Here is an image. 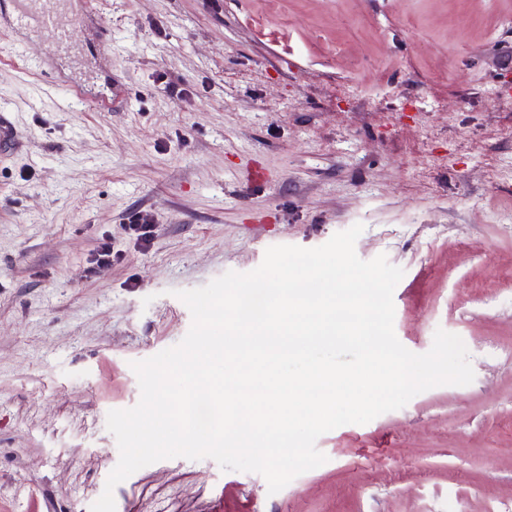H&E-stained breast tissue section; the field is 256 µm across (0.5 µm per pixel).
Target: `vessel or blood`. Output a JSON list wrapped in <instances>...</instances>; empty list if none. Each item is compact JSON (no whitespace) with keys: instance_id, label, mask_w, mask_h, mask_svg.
<instances>
[{"instance_id":"vessel-or-blood-1","label":"vessel or blood","mask_w":512,"mask_h":512,"mask_svg":"<svg viewBox=\"0 0 512 512\" xmlns=\"http://www.w3.org/2000/svg\"><path fill=\"white\" fill-rule=\"evenodd\" d=\"M15 10L8 20L13 31L26 32L29 40L47 42L55 53H69L73 50V41L65 16L69 0H14ZM11 58L20 60L24 67L37 73L45 84L53 79L47 72L44 62L30 58L26 42H12Z\"/></svg>"}]
</instances>
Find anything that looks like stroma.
<instances>
[{
    "mask_svg": "<svg viewBox=\"0 0 512 512\" xmlns=\"http://www.w3.org/2000/svg\"><path fill=\"white\" fill-rule=\"evenodd\" d=\"M61 83L36 100L0 61L18 147L0 154V512H90L140 400L131 362L181 342L177 298L268 247L362 224L403 269L394 331L463 340L475 378L316 442L269 494L257 473L165 459L116 512H512V0H72ZM112 43H100V25ZM148 213L149 246L123 226ZM120 252L93 262L102 240Z\"/></svg>",
    "mask_w": 512,
    "mask_h": 512,
    "instance_id": "1",
    "label": "stroma"
}]
</instances>
